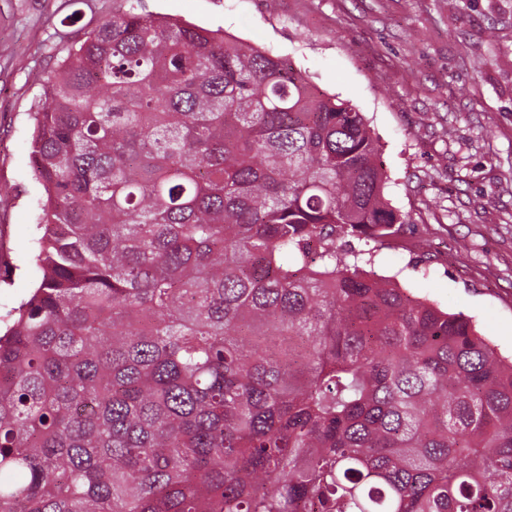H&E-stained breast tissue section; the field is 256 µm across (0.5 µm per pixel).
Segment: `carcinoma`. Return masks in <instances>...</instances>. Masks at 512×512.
Instances as JSON below:
<instances>
[{"label":"carcinoma","instance_id":"carcinoma-1","mask_svg":"<svg viewBox=\"0 0 512 512\" xmlns=\"http://www.w3.org/2000/svg\"><path fill=\"white\" fill-rule=\"evenodd\" d=\"M34 126L0 512H512V359L358 265L409 218L350 102L129 8Z\"/></svg>","mask_w":512,"mask_h":512}]
</instances>
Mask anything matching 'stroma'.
<instances>
[{"label":"stroma","instance_id":"stroma-1","mask_svg":"<svg viewBox=\"0 0 512 512\" xmlns=\"http://www.w3.org/2000/svg\"><path fill=\"white\" fill-rule=\"evenodd\" d=\"M288 59L363 112L410 215L374 271L470 317L512 356V0H141ZM125 0H0V326L37 280L30 163L47 76Z\"/></svg>","mask_w":512,"mask_h":512}]
</instances>
